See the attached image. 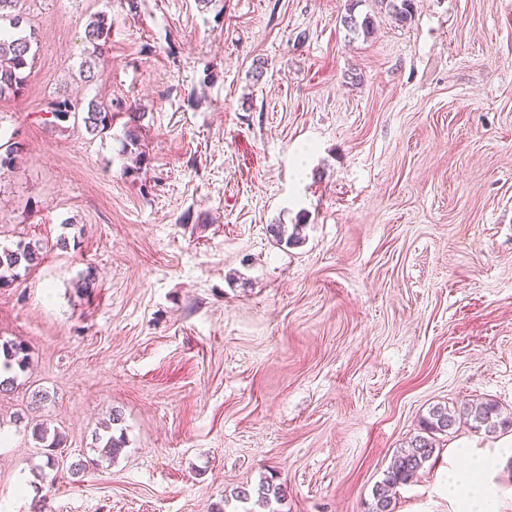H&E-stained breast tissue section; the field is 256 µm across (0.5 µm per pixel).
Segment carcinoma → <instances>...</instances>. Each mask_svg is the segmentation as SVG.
<instances>
[{
	"label": "carcinoma",
	"mask_w": 512,
	"mask_h": 512,
	"mask_svg": "<svg viewBox=\"0 0 512 512\" xmlns=\"http://www.w3.org/2000/svg\"><path fill=\"white\" fill-rule=\"evenodd\" d=\"M20 0H0V22L7 21L14 29L21 27L23 18L18 9ZM381 7L394 18L405 24L412 19V0H380ZM341 22L351 30H363L369 34L373 30L370 18L359 21L352 10L342 16ZM112 30V21L108 15L100 12L94 14L84 30V39L92 47L89 59L84 61L80 75L85 79L94 77L93 68L96 61L103 57ZM35 37L32 35H0V99L18 96L25 88L28 78L27 70L32 68L35 54L32 51ZM78 102L66 96L58 97L50 104L54 119L64 121L69 117L82 116L86 131L92 135H102L112 127V106L91 100L83 109L77 110ZM22 152L21 143L11 142L0 144V167H8L15 163ZM42 260V247L31 242H18L15 246H0V288L13 286L21 277V273L29 272L37 267ZM29 364V347L23 342L12 340L0 344V392L14 388L17 371H23ZM466 420L471 423L474 431H482L487 435H495L512 428V415H505L499 406L492 402L472 403L460 409L446 406H434L429 410L428 417L422 420V432L410 441L409 448L398 451L388 467L385 478L373 489V502L368 512H393L391 491L399 485H405L415 479L434 455L436 435L454 429L457 422ZM33 439L40 448L45 450V466L53 470L60 466L61 459L57 450L63 443L58 432H52L42 424L32 431ZM95 441L103 444L102 455L114 459L125 446L123 437L109 435L97 436ZM257 495L256 503L268 510L277 512L275 505L286 497V488L280 484L263 481L257 490L252 491L246 486L237 487L231 497L240 503L250 502L252 495Z\"/></svg>",
	"instance_id": "1"
}]
</instances>
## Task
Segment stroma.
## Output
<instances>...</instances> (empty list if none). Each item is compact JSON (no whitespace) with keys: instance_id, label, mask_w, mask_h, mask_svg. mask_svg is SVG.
Here are the masks:
<instances>
[{"instance_id":"obj_1","label":"stroma","mask_w":512,"mask_h":512,"mask_svg":"<svg viewBox=\"0 0 512 512\" xmlns=\"http://www.w3.org/2000/svg\"><path fill=\"white\" fill-rule=\"evenodd\" d=\"M138 3L20 0L37 52L0 101V144L24 147L0 171V244L44 254L0 289V342L30 348L0 393V503L244 512L232 490L270 480L278 512H368L433 406L512 412V0H415L404 24L378 0ZM63 94L124 108L103 135L47 124ZM36 422L83 474L40 478ZM108 424L113 461L94 449ZM436 445L394 512H460L445 485L471 456L512 512V432ZM111 30L112 21L103 12L94 14L87 23L84 30V39L92 47V50H88L89 60H85L81 66L80 75L84 79L91 80V78H94L93 68L97 64L96 61L103 57L107 49Z\"/></svg>"}]
</instances>
